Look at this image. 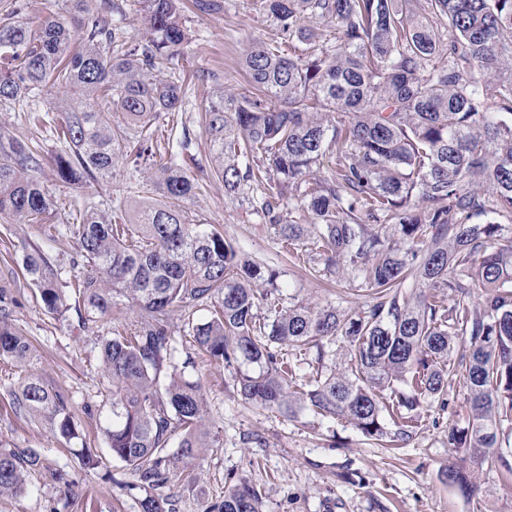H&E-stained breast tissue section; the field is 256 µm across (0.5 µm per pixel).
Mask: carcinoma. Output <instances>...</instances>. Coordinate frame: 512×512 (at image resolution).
Instances as JSON below:
<instances>
[{
	"label": "carcinoma",
	"mask_w": 512,
	"mask_h": 512,
	"mask_svg": "<svg viewBox=\"0 0 512 512\" xmlns=\"http://www.w3.org/2000/svg\"><path fill=\"white\" fill-rule=\"evenodd\" d=\"M64 2L67 19L0 24V104L40 87L71 95L57 129L64 149L52 164L83 192L68 227L84 262L78 287L94 314L126 300L143 316L125 336H96L109 384L100 425L112 459L142 494L141 512H174L163 489L176 463L221 447L200 385L173 361L166 316L178 308L210 309L184 327L211 361L254 366L237 374L244 401L342 418L394 446L412 438L423 408L445 406L461 386L467 419L448 428V447L459 454L448 482L471 502L480 470L512 477L502 453L512 445V235L498 222L512 218V0H261L277 33L245 51L254 92L220 95L204 109L211 175L249 199L282 249L310 245L336 277L362 279L371 300L354 314L280 306L277 274L189 214V135L180 164L153 149L162 113L185 111V0H139L144 42L90 12L88 0ZM308 15L335 25L334 41L317 40L303 24ZM120 159L157 170L136 186L131 220L122 203L94 202ZM42 172L37 148L0 133V218L47 220L55 203ZM286 198L314 222L283 223ZM480 216L487 221L472 223ZM23 267L48 312L64 316L46 255L26 253ZM19 306L14 289L0 285V361L33 357L14 323ZM327 341L343 352L337 369L325 363ZM302 364L316 368L305 383ZM12 396L16 410L80 441L85 470L105 466L64 392L30 376ZM35 475L69 484L36 449L0 448L1 497L24 493ZM212 512H261L260 493L241 482Z\"/></svg>",
	"instance_id": "1"
}]
</instances>
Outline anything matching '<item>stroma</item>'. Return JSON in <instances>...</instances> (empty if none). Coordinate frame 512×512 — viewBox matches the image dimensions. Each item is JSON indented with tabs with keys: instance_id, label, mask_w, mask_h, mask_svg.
I'll list each match as a JSON object with an SVG mask.
<instances>
[{
	"instance_id": "1",
	"label": "stroma",
	"mask_w": 512,
	"mask_h": 512,
	"mask_svg": "<svg viewBox=\"0 0 512 512\" xmlns=\"http://www.w3.org/2000/svg\"><path fill=\"white\" fill-rule=\"evenodd\" d=\"M186 16L192 41L184 76L195 108L162 116L154 138L162 148L185 132L195 141L192 173L199 189L188 203L190 214L218 228L247 259L276 269L284 306L361 310L365 298L359 282L337 279L317 253L279 249L274 229L247 203L229 198L223 182L210 175L213 159L198 112L219 94L249 91L243 55L250 43L272 36V18L260 0H224L223 9L207 12L191 6ZM203 70L208 73L204 79L199 76ZM67 104L64 90L53 88L33 91L20 105H0V132L43 150L42 183L56 202L51 219L42 224L0 219V284L17 290L21 306L15 322L35 347L29 363L0 365V446L37 449L44 466L67 471L71 481L64 487L34 480L29 493L0 497V512H140L138 500L121 488L129 476L120 462L96 472L84 470L70 443L50 424L12 404L19 382L38 376L68 396L89 447L107 450L99 412L108 382L95 337L81 327L85 306L73 288L83 262L68 226L81 192L59 181L50 161L59 149L52 131ZM36 249L50 259L67 287L64 318L48 313L23 277L22 256ZM183 318L179 310L167 317L178 338L175 363L184 366L187 378L200 382L208 423L222 445L203 450L189 467L175 468L166 488L175 512H209L225 490L243 480L259 489L262 512H472L444 477L454 457L448 428L466 417L459 399H450L445 409L423 412L413 437L394 451L341 419L304 410L289 417L246 403L236 389L239 363L199 359L186 366L191 349Z\"/></svg>"
}]
</instances>
